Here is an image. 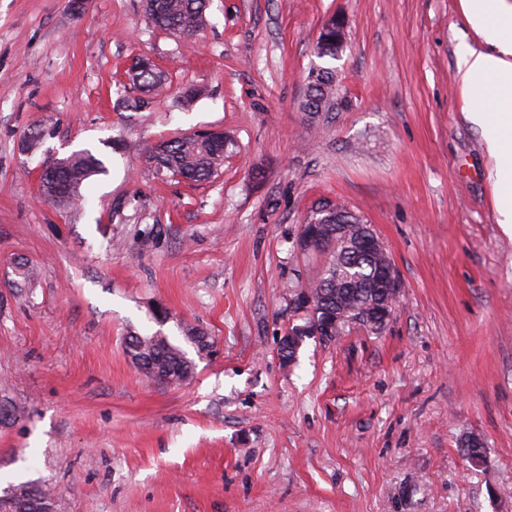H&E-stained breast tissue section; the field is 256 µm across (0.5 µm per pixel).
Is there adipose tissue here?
Returning a JSON list of instances; mask_svg holds the SVG:
<instances>
[{"mask_svg":"<svg viewBox=\"0 0 512 512\" xmlns=\"http://www.w3.org/2000/svg\"><path fill=\"white\" fill-rule=\"evenodd\" d=\"M463 2L481 38L458 52L465 115L481 131L494 162L496 221L512 237V0Z\"/></svg>","mask_w":512,"mask_h":512,"instance_id":"1","label":"adipose tissue"}]
</instances>
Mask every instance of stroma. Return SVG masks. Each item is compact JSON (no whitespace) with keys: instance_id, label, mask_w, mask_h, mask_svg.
<instances>
[{"instance_id":"stroma-1","label":"stroma","mask_w":512,"mask_h":512,"mask_svg":"<svg viewBox=\"0 0 512 512\" xmlns=\"http://www.w3.org/2000/svg\"><path fill=\"white\" fill-rule=\"evenodd\" d=\"M335 17L336 105L312 115ZM473 39L461 0H211L192 43L139 0H0V402L23 412L0 424V489L48 484L54 512H512V237L456 79ZM140 55L170 85L134 112ZM203 128L236 141L221 176L153 177L147 147ZM84 150L106 171L83 203L45 199L42 165ZM323 202L373 226L401 293L382 328L306 337L288 365L291 293L327 261L296 240ZM158 331L186 382L127 353Z\"/></svg>"}]
</instances>
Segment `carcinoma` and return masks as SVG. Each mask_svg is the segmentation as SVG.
<instances>
[{"label": "carcinoma", "instance_id": "cac0c4a2", "mask_svg": "<svg viewBox=\"0 0 512 512\" xmlns=\"http://www.w3.org/2000/svg\"><path fill=\"white\" fill-rule=\"evenodd\" d=\"M146 19L165 33L190 34L197 29L208 9V0H142ZM343 47L336 44V30L320 34L317 52L323 57L336 59ZM129 86L143 93L127 100L134 110L148 105L146 96L168 84L169 73L156 63H144L137 58L127 71ZM308 88L316 94L314 106L329 111L336 100V71L330 70L309 76ZM234 146L228 134L222 141L198 140L194 137H178L155 144L145 152V162L157 178L183 179L192 183L210 181L224 171V155ZM103 172V163L89 151L68 156L66 163L41 178L42 194L59 193L58 204L69 206L82 199L81 187L90 177ZM308 219L319 224H360L362 220L342 204H334L329 210L311 211ZM329 260L322 275L306 286L313 295L315 305L304 311L307 323L294 328L297 338L309 336L314 324L323 322L328 313L340 303L349 310H362L375 304L379 295L370 288L373 270L382 260L378 254H342L343 247L330 243L316 250L327 251ZM132 360L153 366L152 379L163 383L181 382L185 372L194 368L184 349L172 343L159 332L151 335H131L127 342ZM51 491L44 484L29 481L9 485L0 500L3 512H43L45 500Z\"/></svg>", "mask_w": 512, "mask_h": 512}]
</instances>
